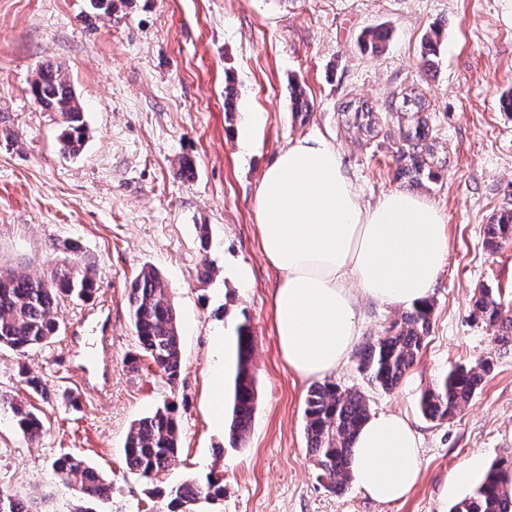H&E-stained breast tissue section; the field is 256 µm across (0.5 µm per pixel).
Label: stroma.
Returning a JSON list of instances; mask_svg holds the SVG:
<instances>
[{"label":"stroma","instance_id":"stroma-1","mask_svg":"<svg viewBox=\"0 0 512 512\" xmlns=\"http://www.w3.org/2000/svg\"><path fill=\"white\" fill-rule=\"evenodd\" d=\"M386 29L380 53L360 48ZM437 57L421 55L431 30ZM61 68L83 106L85 142L62 148L59 114L34 100L41 65ZM309 102L297 112L293 85ZM421 115L401 111L408 94ZM512 0H122L112 14L89 0H0V271L36 278L48 246L70 239L94 265L89 301H60L51 343L18 356L0 351V393L35 399L45 429L23 437L0 408V485L49 497L71 512L73 496L51 469L76 451L112 484L101 512H160L154 488L209 471L224 478V500L199 512H449L493 462L512 460V344L475 320L476 288L500 289L512 304V245L483 244L484 226L512 204ZM369 103L380 124L365 135L344 116ZM434 144V180L397 174L396 150L417 119ZM321 136L339 151L363 204L405 190L435 206L447 225L448 254L429 298L431 331L416 363L390 393L367 384L356 357L329 377L360 391L371 412H398L422 437V472L405 499L381 504L355 485L330 491L307 451L305 397L311 382L279 351L272 295L279 273L264 259L256 192L290 139ZM165 277L182 340L183 372L168 386L138 357L127 302L143 266ZM210 278H202V266ZM247 268L250 279L235 278ZM398 306L360 302V342L399 321ZM249 317L258 398L245 446L232 448L212 416L210 375L232 379L225 343ZM106 333V362L84 393L77 367L88 337ZM492 358L483 389L451 420H426L421 393L454 366ZM174 403L181 445L151 481L131 474L123 448L132 422Z\"/></svg>","mask_w":512,"mask_h":512}]
</instances>
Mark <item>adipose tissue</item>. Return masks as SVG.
Wrapping results in <instances>:
<instances>
[{
    "mask_svg": "<svg viewBox=\"0 0 512 512\" xmlns=\"http://www.w3.org/2000/svg\"><path fill=\"white\" fill-rule=\"evenodd\" d=\"M262 251L280 274L272 302L282 356L298 376L340 368L359 339L360 301L412 307L435 287L448 253L441 213L394 191L362 204L323 137L289 141L256 196ZM421 438L405 415L371 414L351 444L354 485L378 503L403 499L421 472Z\"/></svg>",
    "mask_w": 512,
    "mask_h": 512,
    "instance_id": "obj_1",
    "label": "adipose tissue"
}]
</instances>
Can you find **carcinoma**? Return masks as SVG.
Here are the masks:
<instances>
[{
	"label": "carcinoma",
	"instance_id": "1",
	"mask_svg": "<svg viewBox=\"0 0 512 512\" xmlns=\"http://www.w3.org/2000/svg\"><path fill=\"white\" fill-rule=\"evenodd\" d=\"M388 38L385 30L367 34L360 43L365 51L376 52ZM32 93L40 106L57 112L62 119L60 140L65 151L80 153L85 139L83 108L61 69L47 65L37 72ZM354 119L365 131L373 133L376 115L364 104H349ZM410 145L400 155L409 159V167L398 173L413 180L422 176L427 162ZM512 243V208H506L484 228L485 247L496 252ZM51 252L61 258L50 274L29 278L0 274V348L24 354L49 343L59 329L53 308L60 300L86 302L98 288L96 271L80 261V248L63 239L52 244ZM127 301L130 320L143 356L149 358L169 387H174L182 372L181 338L175 308L168 286L160 272L144 266L130 281ZM474 317L498 328L496 342L512 335V308L501 300L500 291L487 286L474 295ZM432 306L424 303L402 314L385 333L367 342L358 353V370L367 383L385 392L394 390L414 365L424 348L431 328ZM237 368L230 387L229 438L232 448L245 445L255 411L256 387L250 373L254 342L248 322L235 326ZM492 357L469 367H454L425 389L419 399L423 416L431 421L452 419L479 392L493 370ZM0 406L11 411L18 429L30 439L40 436L43 425L23 399L0 395ZM306 440L320 476L328 488L341 492L350 481L349 464L352 438L369 417V406L361 392L342 389L332 382L312 385L306 397ZM180 428L174 409L168 405L134 421L126 436L123 452L127 469L143 480H151L166 470L177 454ZM58 480L75 495L73 512H92L90 504L109 498L112 485L97 474L87 461L67 453L52 462ZM512 462L492 465L481 482L459 498L449 512H512ZM155 496L166 499V512H194L202 502L224 498V479L212 470L168 490L154 489ZM19 494L0 488V512H38L19 510Z\"/></svg>",
	"mask_w": 512,
	"mask_h": 512
}]
</instances>
